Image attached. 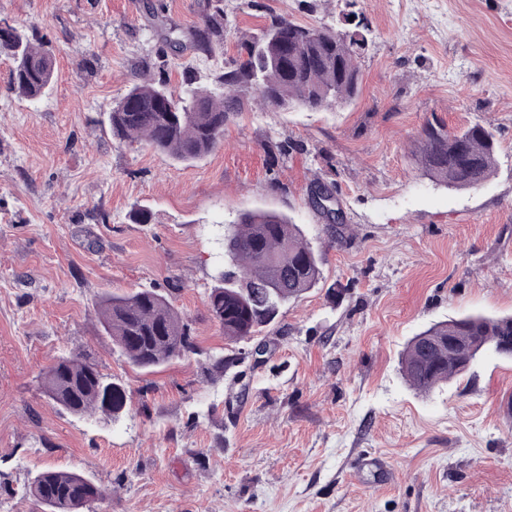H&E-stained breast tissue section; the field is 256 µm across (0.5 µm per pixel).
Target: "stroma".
I'll return each instance as SVG.
<instances>
[{"label":"stroma","instance_id":"stroma-1","mask_svg":"<svg viewBox=\"0 0 512 512\" xmlns=\"http://www.w3.org/2000/svg\"><path fill=\"white\" fill-rule=\"evenodd\" d=\"M260 2L224 0L232 32L209 58L191 38L204 0H0V18L27 26L54 64L49 94L28 100L0 55V512H32L18 489L47 469L111 488L105 512H512L500 408L512 358L486 352L426 395L401 371L432 324L512 315V0ZM272 12L335 30L345 13L364 17L359 96L247 106L190 164L113 137L108 112L130 86L213 87ZM170 34L179 48L166 49ZM429 120L492 129L487 181L452 189L424 174ZM318 186L343 223L313 204ZM245 210L298 224L321 278L232 343L207 298ZM142 289L186 316L196 347L152 371L98 315L102 298ZM74 353L123 385L119 420L70 415L43 393L42 369ZM361 456L390 479L353 469Z\"/></svg>","mask_w":512,"mask_h":512}]
</instances>
